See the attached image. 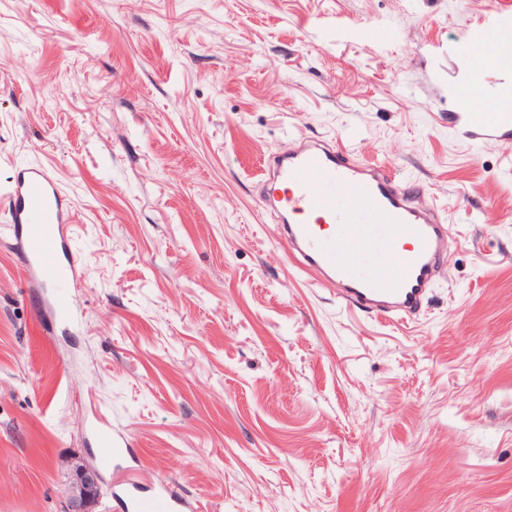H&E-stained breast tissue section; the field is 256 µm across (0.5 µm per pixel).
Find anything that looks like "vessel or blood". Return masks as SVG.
Here are the masks:
<instances>
[{
    "label": "vessel or blood",
    "instance_id": "1",
    "mask_svg": "<svg viewBox=\"0 0 512 512\" xmlns=\"http://www.w3.org/2000/svg\"><path fill=\"white\" fill-rule=\"evenodd\" d=\"M506 35L512 36V15L494 11L471 28L469 47L490 48ZM465 118L469 136L512 131L511 113L493 121L479 112ZM265 175L271 189L263 203L277 214L287 254L300 269L366 313L389 321L420 314L448 259L450 235L444 217L418 189L343 146L305 139L271 156ZM6 191L28 277L52 286L59 312L70 315L80 286L69 239L72 204L39 165L16 169ZM400 239L410 240L411 247L393 278L380 264L387 247ZM91 431L104 451L103 467L125 475V512H186L187 503L169 486L144 489L133 480L134 459L122 433L98 416Z\"/></svg>",
    "mask_w": 512,
    "mask_h": 512
}]
</instances>
